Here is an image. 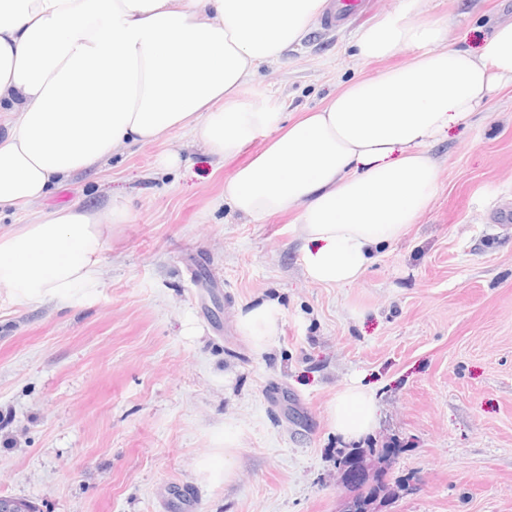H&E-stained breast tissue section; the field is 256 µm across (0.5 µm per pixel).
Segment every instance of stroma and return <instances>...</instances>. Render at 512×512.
Masks as SVG:
<instances>
[{
  "label": "stroma",
  "instance_id": "35a3bbf8",
  "mask_svg": "<svg viewBox=\"0 0 512 512\" xmlns=\"http://www.w3.org/2000/svg\"><path fill=\"white\" fill-rule=\"evenodd\" d=\"M401 0L314 23L243 100L297 119L346 82L406 63L359 60L354 33ZM453 47L478 51L512 0H429ZM265 137L217 160L182 131L130 145L43 201L126 208L96 288L0 295V496L38 512H338L330 406L352 382L378 411L363 448H394L382 512H512V82L431 145L437 193L355 284L311 282L295 214L260 224L220 199ZM178 152V166L165 159ZM264 302L280 331L256 353L237 325ZM232 452L233 474L214 480Z\"/></svg>",
  "mask_w": 512,
  "mask_h": 512
}]
</instances>
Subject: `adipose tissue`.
<instances>
[{
    "instance_id": "adipose-tissue-1",
    "label": "adipose tissue",
    "mask_w": 512,
    "mask_h": 512,
    "mask_svg": "<svg viewBox=\"0 0 512 512\" xmlns=\"http://www.w3.org/2000/svg\"><path fill=\"white\" fill-rule=\"evenodd\" d=\"M411 2L353 41L367 58L413 50L408 64L348 82L285 127L240 92L305 35L327 0H0V212L36 210L0 232V291L24 306L94 287L105 232L126 221L125 209L44 212L39 202L119 148L174 129L220 160L267 136L225 182L223 203L255 224L297 211L306 276L327 287L355 283L378 247L430 207L438 174L430 144L512 81V23L469 52L449 45L446 26L415 18L426 0ZM279 324L271 303L238 316L260 353ZM376 413L373 395L356 385L330 408L348 441L366 434Z\"/></svg>"
}]
</instances>
